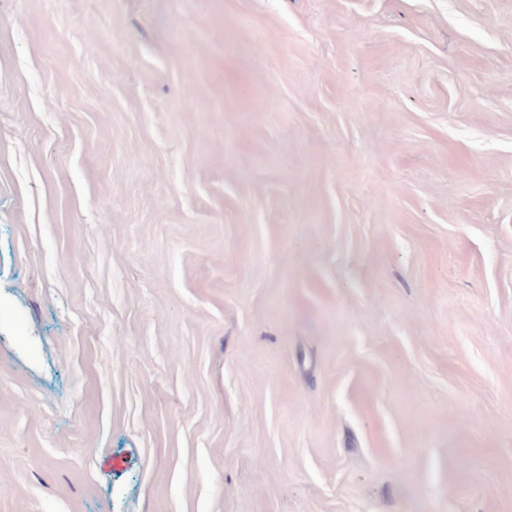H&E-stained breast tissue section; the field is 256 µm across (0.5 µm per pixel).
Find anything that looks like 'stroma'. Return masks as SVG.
Listing matches in <instances>:
<instances>
[{"label": "stroma", "instance_id": "obj_1", "mask_svg": "<svg viewBox=\"0 0 512 512\" xmlns=\"http://www.w3.org/2000/svg\"><path fill=\"white\" fill-rule=\"evenodd\" d=\"M0 512H512V0H0Z\"/></svg>", "mask_w": 512, "mask_h": 512}]
</instances>
